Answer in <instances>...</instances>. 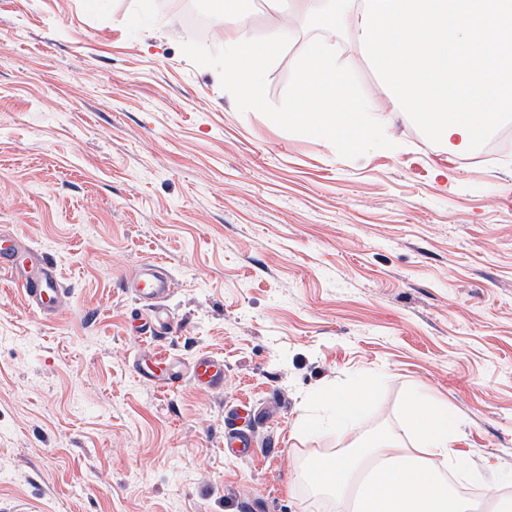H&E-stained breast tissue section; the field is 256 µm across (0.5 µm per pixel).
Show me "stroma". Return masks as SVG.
Segmentation results:
<instances>
[{
    "mask_svg": "<svg viewBox=\"0 0 512 512\" xmlns=\"http://www.w3.org/2000/svg\"><path fill=\"white\" fill-rule=\"evenodd\" d=\"M211 0H0V231L51 255L68 290L40 312L0 275V508L328 512L290 476L338 451L298 417L368 382L361 430L398 426L420 388L461 420L459 449L512 498V124L448 157L404 113L342 144L273 114L308 33L266 68L264 110L225 84ZM350 94L375 73L339 34ZM173 281L178 361L224 359V389L165 391L132 364L148 319L124 287ZM254 451H224L239 404Z\"/></svg>",
    "mask_w": 512,
    "mask_h": 512,
    "instance_id": "1",
    "label": "stroma"
}]
</instances>
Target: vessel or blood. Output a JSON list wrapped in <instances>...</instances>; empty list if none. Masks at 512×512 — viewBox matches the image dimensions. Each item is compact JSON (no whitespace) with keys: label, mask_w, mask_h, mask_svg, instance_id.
Returning <instances> with one entry per match:
<instances>
[{"label":"vessel or blood","mask_w":512,"mask_h":512,"mask_svg":"<svg viewBox=\"0 0 512 512\" xmlns=\"http://www.w3.org/2000/svg\"><path fill=\"white\" fill-rule=\"evenodd\" d=\"M0 274L7 275L22 288L27 301L39 311L58 308L66 297L61 273L56 265L28 246L17 243L0 245ZM130 288L135 300L152 313L141 332L150 347L137 357L134 366L136 377L164 390L178 388L185 382L206 391L223 389V359L203 354L185 364L152 349V342L173 328L165 306L172 291V282L160 273L157 263L142 264L131 279Z\"/></svg>","instance_id":"b4317fda"}]
</instances>
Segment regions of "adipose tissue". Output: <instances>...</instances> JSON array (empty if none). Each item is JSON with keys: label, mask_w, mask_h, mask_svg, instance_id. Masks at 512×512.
<instances>
[{"label": "adipose tissue", "mask_w": 512, "mask_h": 512, "mask_svg": "<svg viewBox=\"0 0 512 512\" xmlns=\"http://www.w3.org/2000/svg\"><path fill=\"white\" fill-rule=\"evenodd\" d=\"M256 1L224 0V79L252 99L267 65L287 47L292 33L281 20L282 0H260L266 29L255 33L248 24ZM280 123L302 126L333 138L357 139L378 131L382 110L372 100L353 98L336 52L323 38H311L302 57ZM366 386L339 387L326 396L322 414L302 416L298 431L335 433L344 449L314 457L293 480L304 481L314 495L332 501L337 512H512V501L498 495L467 497L448 484L449 473L469 484L481 476L455 448L458 424L448 405L423 391H414L402 408L397 431L356 434L358 418L368 406Z\"/></svg>", "instance_id": "1"}]
</instances>
